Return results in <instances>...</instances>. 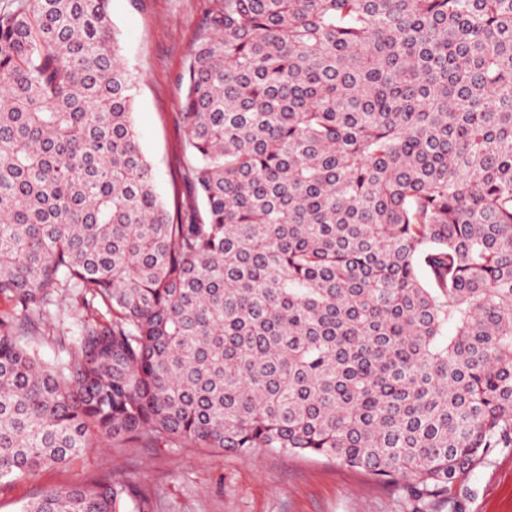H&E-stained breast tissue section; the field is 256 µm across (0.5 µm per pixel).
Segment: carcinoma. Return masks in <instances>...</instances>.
<instances>
[{
    "instance_id": "obj_1",
    "label": "carcinoma",
    "mask_w": 512,
    "mask_h": 512,
    "mask_svg": "<svg viewBox=\"0 0 512 512\" xmlns=\"http://www.w3.org/2000/svg\"><path fill=\"white\" fill-rule=\"evenodd\" d=\"M110 5L0 9V298L112 311L54 369L0 320V479L138 441L455 498L512 448V0H222L176 216ZM120 508L104 475L22 512Z\"/></svg>"
}]
</instances>
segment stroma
<instances>
[{
    "label": "stroma",
    "instance_id": "obj_1",
    "mask_svg": "<svg viewBox=\"0 0 512 512\" xmlns=\"http://www.w3.org/2000/svg\"><path fill=\"white\" fill-rule=\"evenodd\" d=\"M218 0H112L123 61L140 80L134 121L151 160L159 194L169 211L188 199L182 180L187 138L180 82L209 12ZM64 291L47 313L18 328L41 362H64L65 344L75 343L89 314ZM147 493L154 512H409L401 492L373 475L309 454L259 451L240 457L219 449L163 445H108L87 449L66 465L16 480H0V512H20L44 487L89 483L102 474ZM429 512H512V450L482 458L452 502L436 501Z\"/></svg>",
    "mask_w": 512,
    "mask_h": 512
}]
</instances>
